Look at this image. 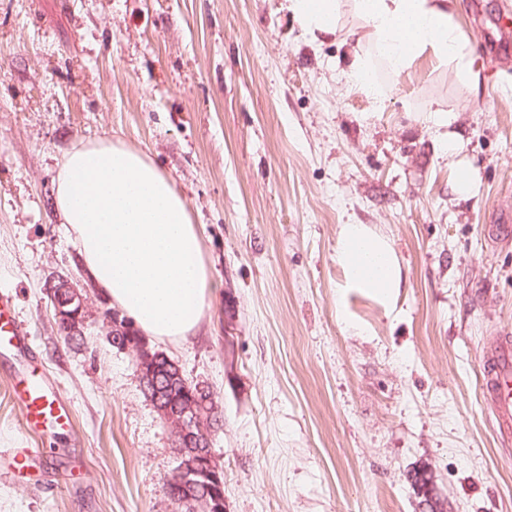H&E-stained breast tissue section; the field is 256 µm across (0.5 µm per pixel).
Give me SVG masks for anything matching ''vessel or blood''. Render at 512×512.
<instances>
[{"label": "vessel or blood", "mask_w": 512, "mask_h": 512, "mask_svg": "<svg viewBox=\"0 0 512 512\" xmlns=\"http://www.w3.org/2000/svg\"><path fill=\"white\" fill-rule=\"evenodd\" d=\"M11 296L0 292V348L27 347V331L11 314ZM481 394L493 417V430L502 445L512 444V333L493 336L480 360ZM15 400L24 424L31 431H54L69 424V411L60 390L47 374L17 379Z\"/></svg>", "instance_id": "1"}]
</instances>
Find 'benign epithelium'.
Returning <instances> with one entry per match:
<instances>
[{
  "label": "benign epithelium",
  "mask_w": 512,
  "mask_h": 512,
  "mask_svg": "<svg viewBox=\"0 0 512 512\" xmlns=\"http://www.w3.org/2000/svg\"><path fill=\"white\" fill-rule=\"evenodd\" d=\"M47 295L54 307L57 326L68 336H83L88 329V300L85 290L60 277L49 284ZM106 336L112 346L128 351L135 358L142 388L152 384L147 364L152 354L142 342L133 340V326L115 316L105 320ZM190 389L189 400L172 405L162 391L149 396L157 412L174 435L177 467L168 487V497L179 512H226L224 473L218 465L213 440L219 427L206 404L214 400L203 382L184 381Z\"/></svg>",
  "instance_id": "obj_1"
}]
</instances>
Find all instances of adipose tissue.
Instances as JSON below:
<instances>
[{"instance_id":"1","label":"adipose tissue","mask_w":512,"mask_h":512,"mask_svg":"<svg viewBox=\"0 0 512 512\" xmlns=\"http://www.w3.org/2000/svg\"><path fill=\"white\" fill-rule=\"evenodd\" d=\"M287 2L310 41L338 36L350 44L347 77L375 106L385 101L381 67L400 75L426 60L450 66L462 88L479 80L472 45L455 23L456 0ZM345 9L354 22L344 29ZM54 202L86 272L141 332L159 340L195 334L213 288L202 238L185 199L148 156L109 141L79 146L60 166ZM336 263L344 290L382 304L402 286L390 239L368 225H341Z\"/></svg>"}]
</instances>
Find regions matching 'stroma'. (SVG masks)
Wrapping results in <instances>:
<instances>
[{
	"label": "stroma",
	"mask_w": 512,
	"mask_h": 512,
	"mask_svg": "<svg viewBox=\"0 0 512 512\" xmlns=\"http://www.w3.org/2000/svg\"><path fill=\"white\" fill-rule=\"evenodd\" d=\"M508 14L459 0L478 84L424 62L383 76L378 109L338 76L341 39L307 43L286 0H0V290L71 413L63 433L28 431L18 361L0 357V449L36 451L0 475V512H175L174 437L54 208L64 156L103 140L159 165L199 228L215 291L194 336L154 347L214 391L227 512H422V468L449 512H512L478 364L512 330V240L492 230L512 209V51L477 44ZM435 101L457 116V160L419 120ZM343 224L392 240V312L340 294ZM60 276L90 294L78 345L46 294Z\"/></svg>",
	"instance_id": "obj_1"
}]
</instances>
